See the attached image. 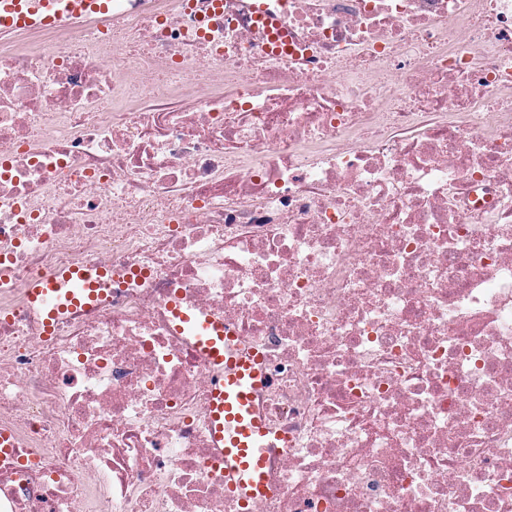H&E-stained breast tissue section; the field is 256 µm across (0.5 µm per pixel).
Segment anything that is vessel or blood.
<instances>
[{"label":"vessel or blood","mask_w":512,"mask_h":512,"mask_svg":"<svg viewBox=\"0 0 512 512\" xmlns=\"http://www.w3.org/2000/svg\"><path fill=\"white\" fill-rule=\"evenodd\" d=\"M110 0H0V33L56 26L76 18L108 13ZM101 269L73 264L25 288L30 306L41 313L45 332L60 314L93 307ZM179 328L192 337L204 357L223 368L224 379L213 391L211 431L231 478L230 491L250 498L265 490V466L275 440L258 416L254 398L265 379L263 360L238 356L221 321L177 312Z\"/></svg>","instance_id":"vessel-or-blood-1"}]
</instances>
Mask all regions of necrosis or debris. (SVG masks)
I'll list each match as a JSON object with an SVG mask.
<instances>
[{
  "label": "necrosis or debris",
  "mask_w": 512,
  "mask_h": 512,
  "mask_svg": "<svg viewBox=\"0 0 512 512\" xmlns=\"http://www.w3.org/2000/svg\"><path fill=\"white\" fill-rule=\"evenodd\" d=\"M211 2L0 37V512H512V0ZM173 299L263 358V495ZM105 274L102 269L73 264L26 286L25 294L30 306L43 317L45 336L52 335L54 322L61 313L94 306V283Z\"/></svg>",
  "instance_id": "1"
}]
</instances>
